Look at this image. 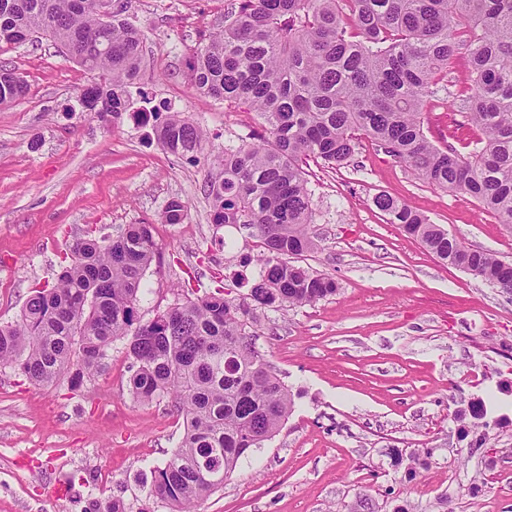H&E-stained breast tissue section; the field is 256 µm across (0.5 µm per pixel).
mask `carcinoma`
<instances>
[{"label":"carcinoma","mask_w":512,"mask_h":512,"mask_svg":"<svg viewBox=\"0 0 512 512\" xmlns=\"http://www.w3.org/2000/svg\"><path fill=\"white\" fill-rule=\"evenodd\" d=\"M103 0H0V30L44 34L93 81L80 105L117 119L142 65V34L109 17ZM467 22L458 27L457 20ZM468 57L469 77L450 96L460 126L476 136L460 153L427 135L424 108L448 89V62ZM199 92L239 102L262 132L211 158V221L252 229L260 251L248 298L217 288L173 304L143 322L136 303L158 254L151 224L116 236L87 232L69 248L52 285L35 286L17 319L0 325V367L35 387L68 378L75 389L99 377L116 341L126 343L139 402L168 397L183 416L177 449L152 474L150 495L170 512H198L240 461L279 431L292 408L288 387L251 342L262 308L313 305L336 294V281L294 264L314 251L311 190L304 166H339L365 136L413 175L512 225V0H236L224 25L193 55ZM27 80L0 65V105L28 93ZM157 143L177 158L204 155L206 133L181 112L143 109ZM374 206L441 261L512 293V263L460 239L388 194ZM186 206L169 201L166 224Z\"/></svg>","instance_id":"carcinoma-1"}]
</instances>
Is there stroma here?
I'll use <instances>...</instances> for the list:
<instances>
[{"label": "stroma", "mask_w": 512, "mask_h": 512, "mask_svg": "<svg viewBox=\"0 0 512 512\" xmlns=\"http://www.w3.org/2000/svg\"><path fill=\"white\" fill-rule=\"evenodd\" d=\"M222 0H128L143 67L120 119L79 111L91 76L50 37L0 48L28 95L0 106V323L36 284L54 282L75 238L155 227L160 259L137 303L148 321L215 287L242 298L256 253L243 227H216L207 165L166 153L133 114L142 94L191 116L221 154L260 129L254 113L197 92L194 51L217 29ZM456 107L427 108L436 141L462 147ZM317 250L299 263L333 276L336 295L262 309L254 342L288 386L281 430L240 462L203 512H512V293L440 262L373 205L409 202L467 245L512 261V227L469 196L416 178L368 138L347 164L308 165ZM182 201V223L160 219ZM131 361L112 346L95 381L35 388L0 369V512H91L120 498L131 512H169L150 498L152 472L177 448L182 418L168 398L128 391ZM484 405V421L473 409ZM481 447H473L476 436ZM67 493L56 496L55 485Z\"/></svg>", "instance_id": "obj_1"}]
</instances>
